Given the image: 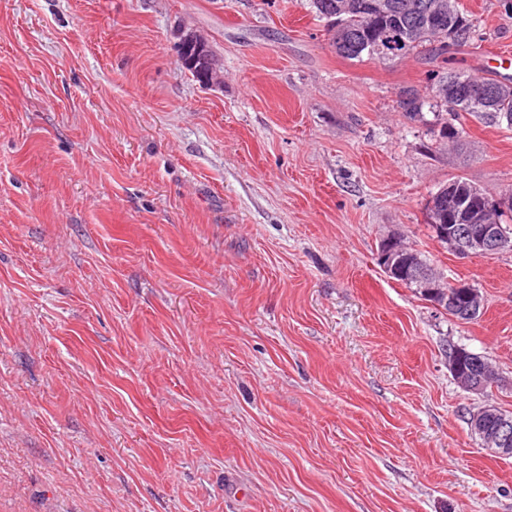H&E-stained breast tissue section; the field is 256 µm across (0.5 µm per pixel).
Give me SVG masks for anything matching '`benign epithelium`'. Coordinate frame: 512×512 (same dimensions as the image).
I'll return each instance as SVG.
<instances>
[{"mask_svg": "<svg viewBox=\"0 0 512 512\" xmlns=\"http://www.w3.org/2000/svg\"><path fill=\"white\" fill-rule=\"evenodd\" d=\"M184 40L195 47L196 55L190 63L198 66L199 75L206 85H213L219 79V65L207 54V45L203 37L188 32L184 34ZM458 200L463 203L462 214L468 219L464 224H438L436 232L438 236L448 241L451 248L461 258L486 257L502 250L512 236L500 224H487L480 217L494 207V202L477 188L458 193ZM396 239L391 237L383 242L378 253V261L381 267L389 275L400 272L402 262L397 257L394 244ZM448 286L459 289L467 295V301L458 307L453 302H433V305L450 314L459 313L467 318H472L481 313L483 300L473 286L465 280H450L446 283L434 278L426 281V294L435 296L436 289ZM449 369L458 384L465 391L472 393L484 392V382L481 377L472 373H462L456 370L454 364H449ZM499 414L498 407L486 405L473 412L469 418L471 432L478 435L483 446L491 453L499 457H512V422L502 419L493 428L486 424V418Z\"/></svg>", "mask_w": 512, "mask_h": 512, "instance_id": "benign-epithelium-1", "label": "benign epithelium"}]
</instances>
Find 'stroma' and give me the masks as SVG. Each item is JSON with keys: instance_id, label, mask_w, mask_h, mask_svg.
Returning <instances> with one entry per match:
<instances>
[{"instance_id": "1", "label": "stroma", "mask_w": 512, "mask_h": 512, "mask_svg": "<svg viewBox=\"0 0 512 512\" xmlns=\"http://www.w3.org/2000/svg\"><path fill=\"white\" fill-rule=\"evenodd\" d=\"M447 60H347L310 0H0V512H512V251L426 207L512 188V130L434 148L407 88L512 77L505 0ZM210 45L200 84L177 35ZM401 235L485 298L462 323L385 274ZM502 383L469 393L447 343ZM178 38V55L182 65L185 66V68L192 74L194 78L197 79V81L201 82L197 71L193 68L192 65H188L190 55L184 47V39L187 43L194 46L196 51L195 57L191 59L189 63H192L196 66L199 63L198 72L203 79V83L206 85H214L219 79V65H217L216 61L212 60L207 54V45L205 39L193 32L185 33L184 37L182 33L178 36ZM471 186L472 184L466 180L456 178L438 188L439 190L441 187H452L454 192L462 190L457 193V200L463 203V207L459 209L464 217L469 220L467 223L458 224V215L461 212L457 210L452 214L454 224L449 223L450 213H452L454 206L449 205L447 202L446 208L443 211L445 214L443 220L446 223L436 224V232L440 238L448 241H438L447 249L451 248L449 250H453L461 258L486 257L495 252L505 251L503 248L509 241H511V245L505 249L512 250V234L509 235L508 230L501 225L505 224L512 227V205L507 206L505 209H492L495 203L484 195L481 190L472 188L466 191V188ZM490 210L488 221L492 224H487L481 220V217ZM473 216L474 219L470 220ZM499 408L495 405H486L473 412L469 418L471 432L477 434L483 442V446L491 453L499 457H512V435L510 425L511 422L503 418L497 424L498 418L489 420L486 424L485 419L492 415H499ZM478 437V438H479ZM479 438V439H480ZM480 439V440H481Z\"/></svg>"}]
</instances>
